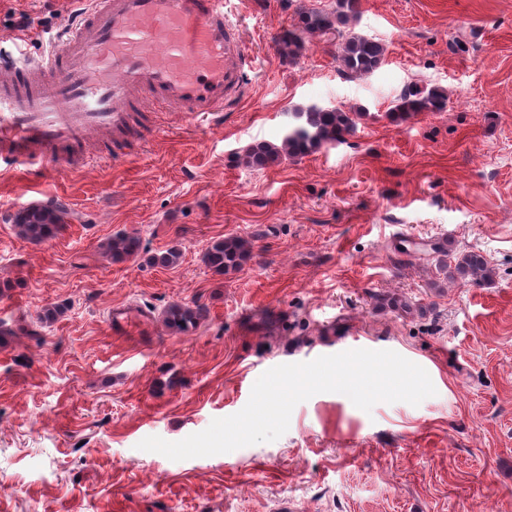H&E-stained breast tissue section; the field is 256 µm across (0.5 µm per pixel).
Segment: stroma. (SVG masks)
<instances>
[{
  "label": "stroma",
  "instance_id": "35a3bbf8",
  "mask_svg": "<svg viewBox=\"0 0 512 512\" xmlns=\"http://www.w3.org/2000/svg\"><path fill=\"white\" fill-rule=\"evenodd\" d=\"M330 2L228 0L252 84L223 123L171 113L125 161L0 175V512H512V0H360L357 31L386 48L373 74L344 75L329 35L283 60L298 4ZM79 7L0 0V56L21 49L20 13L48 29L22 48L36 57ZM411 82L447 88L446 110L391 114ZM310 104L366 114L306 156L237 162ZM50 200L69 216L47 243L3 221ZM119 232L140 258L100 253ZM229 235L251 255L214 273L203 253ZM174 245L178 264L155 263ZM442 251L483 254L491 279L446 280ZM173 303L203 308L195 331L164 326ZM116 306L152 326L114 332ZM351 349L400 354L435 395L367 413L319 393L273 442L182 461L138 448L239 412L270 368Z\"/></svg>",
  "mask_w": 512,
  "mask_h": 512
}]
</instances>
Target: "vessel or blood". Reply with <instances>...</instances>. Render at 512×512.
<instances>
[{
  "label": "vessel or blood",
  "mask_w": 512,
  "mask_h": 512,
  "mask_svg": "<svg viewBox=\"0 0 512 512\" xmlns=\"http://www.w3.org/2000/svg\"><path fill=\"white\" fill-rule=\"evenodd\" d=\"M244 62L224 0H90L57 47L0 60V171L82 168L96 132L111 133L104 156L120 161L136 112L221 122L226 97L247 90Z\"/></svg>",
  "instance_id": "vessel-or-blood-1"
}]
</instances>
